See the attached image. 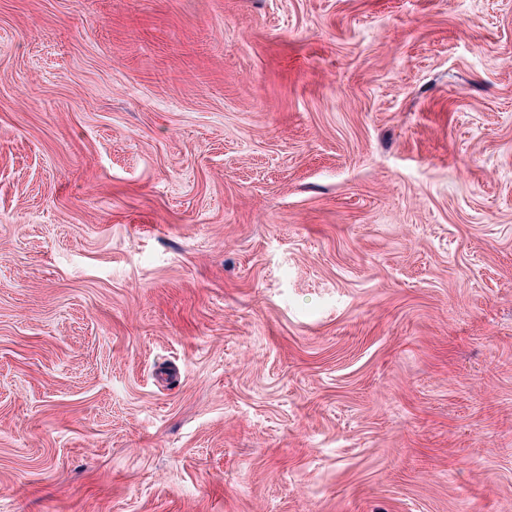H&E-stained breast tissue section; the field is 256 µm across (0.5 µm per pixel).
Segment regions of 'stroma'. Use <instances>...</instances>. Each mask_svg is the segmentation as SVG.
<instances>
[{
    "label": "stroma",
    "instance_id": "1",
    "mask_svg": "<svg viewBox=\"0 0 512 512\" xmlns=\"http://www.w3.org/2000/svg\"><path fill=\"white\" fill-rule=\"evenodd\" d=\"M0 512H512V0H0Z\"/></svg>",
    "mask_w": 512,
    "mask_h": 512
}]
</instances>
